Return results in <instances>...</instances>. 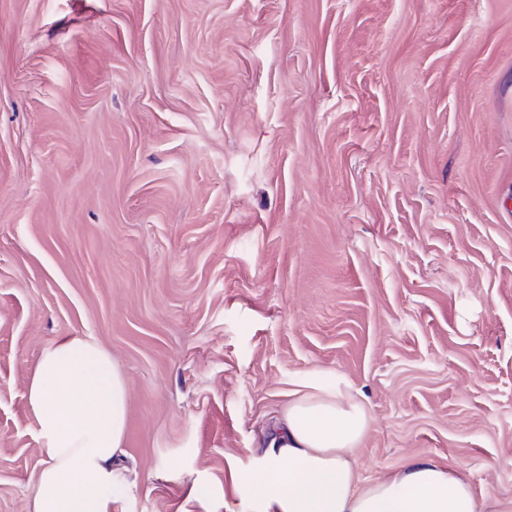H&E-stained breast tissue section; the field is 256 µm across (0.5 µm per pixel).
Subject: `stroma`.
Here are the masks:
<instances>
[{"label":"stroma","mask_w":512,"mask_h":512,"mask_svg":"<svg viewBox=\"0 0 512 512\" xmlns=\"http://www.w3.org/2000/svg\"><path fill=\"white\" fill-rule=\"evenodd\" d=\"M96 337L130 387L117 512H254L309 373L512 497V0H0V512L26 385Z\"/></svg>","instance_id":"obj_1"}]
</instances>
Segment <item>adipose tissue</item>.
Instances as JSON below:
<instances>
[{
	"label": "adipose tissue",
	"mask_w": 512,
	"mask_h": 512,
	"mask_svg": "<svg viewBox=\"0 0 512 512\" xmlns=\"http://www.w3.org/2000/svg\"><path fill=\"white\" fill-rule=\"evenodd\" d=\"M26 398L44 455L29 512H113L133 495L134 484L114 469L123 452L128 382L97 338L63 336L45 347ZM370 425L348 384L304 381L246 479L257 512H512V499L477 497L456 469L431 461L359 482L354 452Z\"/></svg>",
	"instance_id": "ef3b65f1"
}]
</instances>
